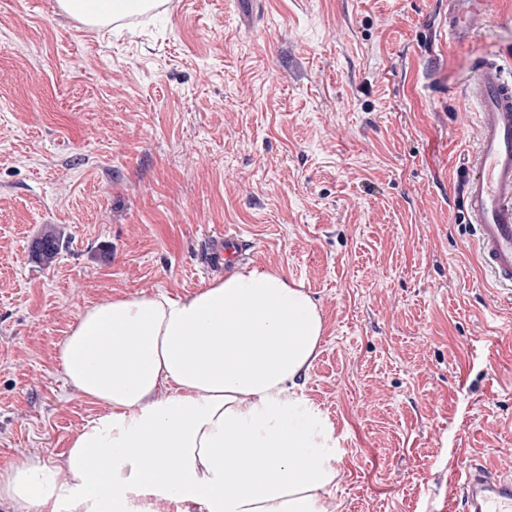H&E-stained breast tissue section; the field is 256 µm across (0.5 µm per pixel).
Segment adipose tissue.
I'll return each mask as SVG.
<instances>
[{
    "label": "adipose tissue",
    "instance_id": "adipose-tissue-1",
    "mask_svg": "<svg viewBox=\"0 0 512 512\" xmlns=\"http://www.w3.org/2000/svg\"><path fill=\"white\" fill-rule=\"evenodd\" d=\"M89 25L141 0H58ZM324 321L302 285L239 267L183 296L113 297L58 346L101 406L55 464L0 468L7 512H338V438L304 393Z\"/></svg>",
    "mask_w": 512,
    "mask_h": 512
}]
</instances>
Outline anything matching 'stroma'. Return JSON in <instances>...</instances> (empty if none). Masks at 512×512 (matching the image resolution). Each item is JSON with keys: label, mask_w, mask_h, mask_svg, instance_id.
Instances as JSON below:
<instances>
[{"label": "stroma", "mask_w": 512, "mask_h": 512, "mask_svg": "<svg viewBox=\"0 0 512 512\" xmlns=\"http://www.w3.org/2000/svg\"><path fill=\"white\" fill-rule=\"evenodd\" d=\"M444 11L167 0L93 27L0 0V468L99 413L58 361L84 309L224 277L227 232L322 312L305 391L342 442L339 512H461L462 465L512 468V305L454 205L463 83L480 57L512 73V0L463 45Z\"/></svg>", "instance_id": "obj_1"}]
</instances>
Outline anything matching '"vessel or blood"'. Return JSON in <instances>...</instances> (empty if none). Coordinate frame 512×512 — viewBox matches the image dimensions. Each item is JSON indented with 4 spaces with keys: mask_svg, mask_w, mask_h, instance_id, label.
Listing matches in <instances>:
<instances>
[{
    "mask_svg": "<svg viewBox=\"0 0 512 512\" xmlns=\"http://www.w3.org/2000/svg\"><path fill=\"white\" fill-rule=\"evenodd\" d=\"M487 5L448 0L449 40L469 42L488 20ZM465 93L477 108V149L465 163L462 206L475 229L482 272L512 302V77L498 59H478ZM455 492L462 512H512V469L467 465Z\"/></svg>",
    "mask_w": 512,
    "mask_h": 512,
    "instance_id": "obj_1",
    "label": "vessel or blood"
}]
</instances>
